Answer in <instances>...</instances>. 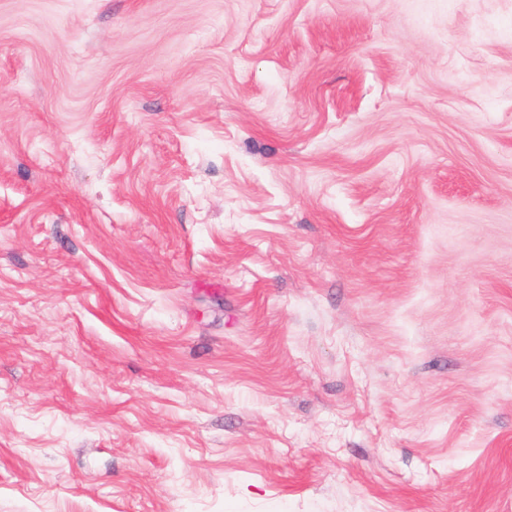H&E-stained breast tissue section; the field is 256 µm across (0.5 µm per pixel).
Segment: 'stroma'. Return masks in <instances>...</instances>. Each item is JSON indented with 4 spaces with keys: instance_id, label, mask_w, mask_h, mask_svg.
Segmentation results:
<instances>
[{
    "instance_id": "stroma-1",
    "label": "stroma",
    "mask_w": 512,
    "mask_h": 512,
    "mask_svg": "<svg viewBox=\"0 0 512 512\" xmlns=\"http://www.w3.org/2000/svg\"><path fill=\"white\" fill-rule=\"evenodd\" d=\"M0 512H512V0H0Z\"/></svg>"
}]
</instances>
